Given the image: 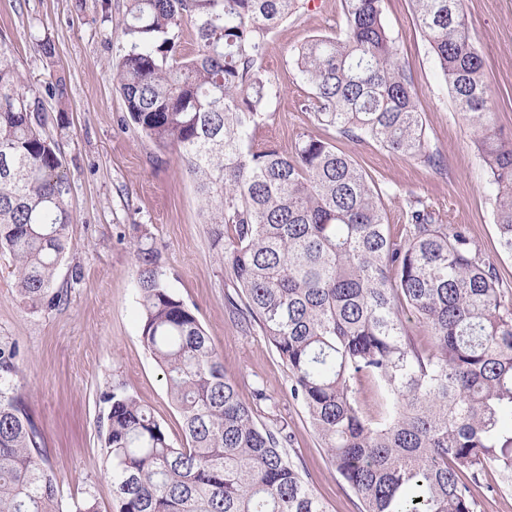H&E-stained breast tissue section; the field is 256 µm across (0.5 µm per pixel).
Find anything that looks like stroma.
<instances>
[{
    "label": "stroma",
    "mask_w": 512,
    "mask_h": 512,
    "mask_svg": "<svg viewBox=\"0 0 512 512\" xmlns=\"http://www.w3.org/2000/svg\"><path fill=\"white\" fill-rule=\"evenodd\" d=\"M300 11L267 38L263 65L279 87L273 118L254 133L260 145L292 151L300 134L334 141L377 186L392 236H400L408 201L419 199L450 224L466 225L512 292V257L500 252L494 225L495 189L472 145L471 127L457 112L447 84L417 27L409 0H385L384 18L410 72L427 139L443 158L441 170L369 142L336 138L303 107L311 91L291 58L308 40L339 35L342 0H304ZM123 0H0V36L14 48L28 84L45 89L65 78L64 100L46 99V131L58 144L70 184L72 223L56 284L66 304L31 309L17 294L12 262L0 255V345L17 346L13 378L44 447V466L57 477L63 512L95 502L117 512L112 465L101 439L109 411L103 395L121 386L153 412L173 440L182 419L162 371L141 341L132 227L148 225L161 251L172 293L190 306L224 360V372L259 423H287L290 455L305 468L327 512H358L359 501L330 464L299 401L288 392V372L259 329L242 331L230 312L232 279L212 246L199 195L177 153L158 147L128 121L115 76L123 42ZM464 14L485 60L486 81L512 134V0H464ZM47 36L56 55L35 48ZM265 400H256L255 390Z\"/></svg>",
    "instance_id": "1"
}]
</instances>
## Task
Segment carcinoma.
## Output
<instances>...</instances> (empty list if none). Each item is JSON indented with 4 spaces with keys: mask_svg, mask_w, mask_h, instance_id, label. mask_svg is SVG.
Listing matches in <instances>:
<instances>
[{
    "mask_svg": "<svg viewBox=\"0 0 512 512\" xmlns=\"http://www.w3.org/2000/svg\"><path fill=\"white\" fill-rule=\"evenodd\" d=\"M384 0H343V36L317 37L292 57L315 121L351 141L439 168L410 73L383 20ZM455 107L473 128L496 188L500 250L512 257V136L489 105L485 60L462 0H410ZM300 0H125L116 78L130 119L175 149L196 185L212 244L237 298L288 371L331 465L359 512H476L486 468L512 488V296L462 224L421 200L391 237L381 190L330 142L301 134L290 153L256 149L278 87L263 67L268 34ZM194 48L178 57L184 24ZM0 37V253L34 308L64 304L55 287L68 248L70 185L42 132L43 95ZM133 252L144 347L183 421L174 443L126 391L105 394L103 424L119 512H326L292 460L285 425L257 422L195 313L167 287L144 224ZM418 320L431 337L407 326ZM0 348V380L17 373ZM367 380L380 396L360 406ZM22 396L0 388V512H62Z\"/></svg>",
    "mask_w": 512,
    "mask_h": 512,
    "instance_id": "obj_1",
    "label": "carcinoma"
}]
</instances>
